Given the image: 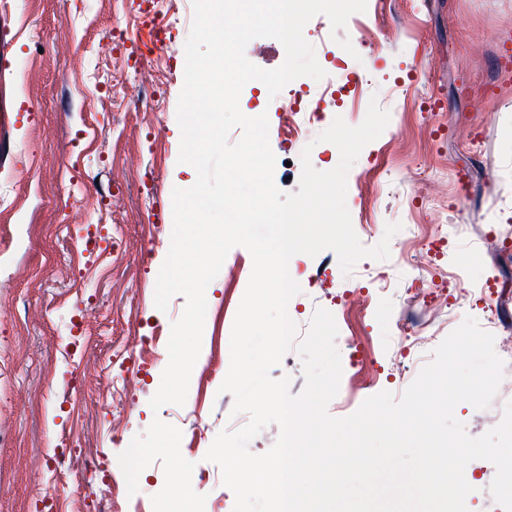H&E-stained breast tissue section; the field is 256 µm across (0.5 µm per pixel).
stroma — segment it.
Returning a JSON list of instances; mask_svg holds the SVG:
<instances>
[{"mask_svg":"<svg viewBox=\"0 0 512 512\" xmlns=\"http://www.w3.org/2000/svg\"><path fill=\"white\" fill-rule=\"evenodd\" d=\"M0 15L11 44L0 88L12 107L0 130V512H153L162 462L140 473L131 496L117 456L156 418L181 430L204 512H233L235 496L205 455L225 422L250 419L218 392L253 267L245 248L228 253L213 282L184 406L149 405L186 305L177 294L158 310L154 293L172 191L197 179L178 161L176 120L192 0H0ZM119 31L122 51L111 39ZM303 34L326 72L288 85L319 114L305 139H283L277 103L256 83L239 98L244 115L268 116L281 191H298L304 147L316 169L338 164L337 147L318 139L335 117L360 125L373 101L390 114L350 169L346 197L363 245L400 224L389 259L361 260L346 275L332 250L299 255L301 291L288 303L304 332L316 309L335 318L343 373L327 412L344 418L381 391L401 397L465 317L482 321L477 288L490 285L512 307V262L479 242L487 228L512 240V0H367L347 23L351 55L330 27L309 23ZM91 224L97 247L84 254ZM381 277L390 287L380 292ZM448 286L461 299L453 314L424 317L417 288ZM402 316L421 326L407 352L394 330ZM361 365L377 381L357 390ZM506 405L498 394L480 410L458 404L455 416L478 437ZM466 471L469 512H502L486 460Z\"/></svg>","mask_w":512,"mask_h":512,"instance_id":"1","label":"stroma"}]
</instances>
